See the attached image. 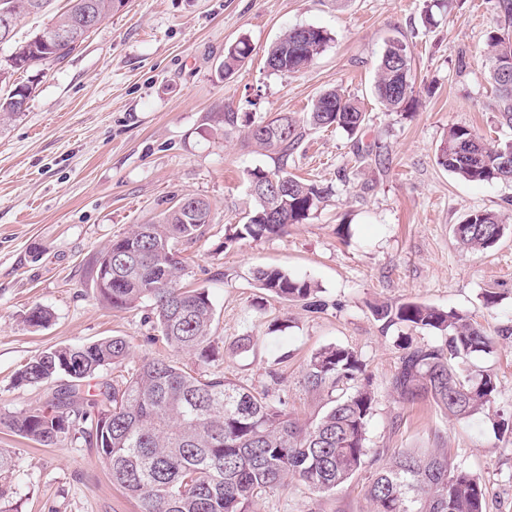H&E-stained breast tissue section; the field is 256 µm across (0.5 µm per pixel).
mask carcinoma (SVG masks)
<instances>
[{
    "instance_id": "carcinoma-1",
    "label": "carcinoma",
    "mask_w": 512,
    "mask_h": 512,
    "mask_svg": "<svg viewBox=\"0 0 512 512\" xmlns=\"http://www.w3.org/2000/svg\"><path fill=\"white\" fill-rule=\"evenodd\" d=\"M50 0H0V13L15 21L45 10ZM117 0H68L53 19L65 29L72 22H100L116 9ZM328 33L310 26L296 37L285 32L269 46L266 64L280 73H297L321 54ZM18 42L9 71L49 66L65 59L75 46L52 43L26 54ZM512 47V0H497V19L488 32L485 66L498 93L500 123L512 128V85L506 86L497 65L498 54ZM245 38L224 53L229 74L251 54ZM376 99L389 112H405L416 102V75L403 41L389 40L379 59L373 86ZM30 88L17 85L0 97V120L22 112ZM365 113L357 101L336 90L314 102L307 122L315 128L335 127L353 136ZM248 137L277 156L273 172L254 169L249 181L255 206L246 221L229 228L224 240L278 235L301 224L317 210L330 190L304 182L284 169L302 138L298 121L288 115L248 125ZM438 163L469 182H512V143L490 146L468 126L449 129L438 149ZM197 212L173 205L152 224H137L131 233L112 241L110 273L101 251L93 280L102 282L99 299L117 311L152 302L162 340L179 353L202 360L215 353V309L205 288H187L185 266L176 244L193 243L210 223L207 201L196 198ZM507 217L499 212L469 213L454 231L457 241L473 251L493 247ZM138 252L128 269L125 250ZM256 285L277 298L300 303L318 313L325 307L318 284L291 277L277 268L259 267ZM373 316L388 329L397 324L439 332L438 346L400 344V367L391 387L408 402L429 401L455 419L481 413L495 399L497 382L489 374L462 378L457 365L492 347L493 339L466 313L444 311L416 301L377 305ZM49 310L36 306L25 317L31 327H43ZM130 346L120 336L90 344L49 348L31 358L15 374L20 385L36 386L62 372L71 384L53 394L44 409L0 417L3 425L42 446H54L79 432L106 464L112 483L136 500L140 512H245L259 495L297 478L310 489L331 491L367 464V425L374 398L362 386L333 400L315 421L302 424L248 386L222 375H200L166 358H145L124 380L104 383L98 399L85 408L83 382L96 372L128 359ZM361 363L354 351L326 347L310 360L304 377L311 391L333 392L341 382L356 381ZM375 512H484L486 487L481 479L448 456L409 448L378 468L368 490Z\"/></svg>"
}]
</instances>
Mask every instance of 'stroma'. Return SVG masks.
I'll use <instances>...</instances> for the list:
<instances>
[{"label": "stroma", "mask_w": 512, "mask_h": 512, "mask_svg": "<svg viewBox=\"0 0 512 512\" xmlns=\"http://www.w3.org/2000/svg\"><path fill=\"white\" fill-rule=\"evenodd\" d=\"M431 0H125L63 62L14 74L31 88L23 112L0 124V416L46 407L65 387L60 376L20 386L15 373L48 348L124 337L130 356L85 383L121 381L146 357L176 358L202 374L220 372L264 391L292 417L312 421L327 394L304 385L313 354L354 351L360 384L374 395L367 438L390 458L435 448L477 474L486 512H512V184L468 182L437 160L451 127L475 129L488 142L512 141L498 122L484 50L496 0H453L424 15ZM315 26L330 41L304 70L275 73L269 45L286 30ZM407 46L417 83L429 86L411 115L388 112L372 89L389 38ZM248 39L252 53L232 74L228 47ZM357 99L367 120L355 136L315 129L306 114L324 92ZM233 112L230 136L214 116ZM290 113L303 136L289 173L331 187L319 209L287 232L225 244L224 230L254 206L249 171L276 164L246 137L250 122ZM207 200L212 221L181 245L185 284L208 289L216 309L211 361L176 355L161 339L152 303L116 311L101 302L94 260L132 225L156 219L180 198ZM474 210L506 214L503 237L486 252L464 249L454 227ZM272 266L316 282L323 312L286 303L257 288L255 268ZM497 303L486 307L487 293ZM419 301L468 313L495 342L461 365L465 377L492 375L490 409L448 418L425 402L393 393L403 339L438 345V333L399 324L382 330L373 305ZM40 305L50 322L30 327ZM251 339L240 348V337ZM0 449L16 459L0 475V512H138L117 490L84 439L44 447L0 426ZM373 467L329 492L292 480L264 493L246 512H373L366 496Z\"/></svg>", "instance_id": "1"}]
</instances>
